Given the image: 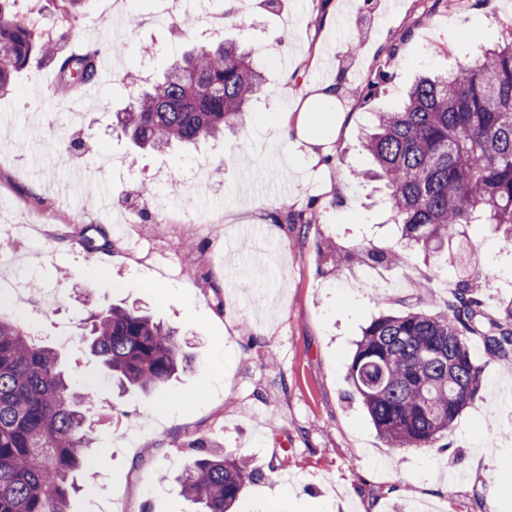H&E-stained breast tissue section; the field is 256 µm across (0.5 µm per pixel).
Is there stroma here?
Returning <instances> with one entry per match:
<instances>
[{
  "label": "stroma",
  "instance_id": "35a3bbf8",
  "mask_svg": "<svg viewBox=\"0 0 512 512\" xmlns=\"http://www.w3.org/2000/svg\"><path fill=\"white\" fill-rule=\"evenodd\" d=\"M224 37L255 50L264 74L244 127L186 148L136 153L112 129L127 104L128 72L162 79L221 15L224 0L174 21L113 29L115 12L142 16L154 0H84L77 21L95 30L112 73L88 87L77 123L47 67L16 73L0 99V310L55 347L77 390L88 393L97 466L72 493L69 512H201L176 482L197 445L263 471L236 512H512V361L470 338L484 386L437 446L388 448L350 397L348 366L373 316L437 311L449 284L466 278L489 313L512 300V243L471 224L449 253L416 250L395 267L366 260L335 269L319 249L346 252L397 244L385 190L357 182L371 168L362 148L374 115L399 107L415 79L443 75L502 40L512 0H454L417 25L426 0H363L352 20L323 24L320 0H279L275 11L240 0ZM288 34L275 41L276 32ZM399 41L397 58L385 48ZM301 77L288 82L289 68ZM343 70L346 119L311 173L288 122L308 89ZM384 82L366 96L371 80ZM91 138L112 167L73 146ZM26 152L17 156L16 143ZM202 176L172 186L163 169ZM154 187L140 192L141 183ZM109 196L102 215L96 199ZM314 216L281 224V205ZM122 231L119 249L88 251V226ZM138 307L177 329L190 364L151 395L118 393L86 349L91 311Z\"/></svg>",
  "mask_w": 512,
  "mask_h": 512
}]
</instances>
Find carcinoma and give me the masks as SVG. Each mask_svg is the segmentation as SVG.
<instances>
[{"label": "carcinoma", "mask_w": 512, "mask_h": 512, "mask_svg": "<svg viewBox=\"0 0 512 512\" xmlns=\"http://www.w3.org/2000/svg\"><path fill=\"white\" fill-rule=\"evenodd\" d=\"M0 0V95L15 74L37 68L46 38ZM96 48L58 59L54 94L69 98L100 79ZM251 51L202 41L163 79L142 89L113 130L139 147L194 144L245 123L263 85ZM363 148L384 181L398 245L366 254L391 266L404 251L437 254L465 224H495L512 237V34L441 79L423 78L401 109L381 112ZM488 316L462 279L438 312L380 315L363 328L348 368L354 391L387 447L432 448L482 389L468 337L512 358V302ZM90 353L119 387L148 393L187 368L178 332L137 308L113 306L91 317ZM89 398L71 387L59 352L36 344L16 319L0 316V512H67L84 455ZM258 477L248 462L203 451L179 478L181 493L203 512H230Z\"/></svg>", "instance_id": "obj_1"}]
</instances>
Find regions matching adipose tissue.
Segmentation results:
<instances>
[{
  "instance_id": "ef3b65f1",
  "label": "adipose tissue",
  "mask_w": 512,
  "mask_h": 512,
  "mask_svg": "<svg viewBox=\"0 0 512 512\" xmlns=\"http://www.w3.org/2000/svg\"><path fill=\"white\" fill-rule=\"evenodd\" d=\"M342 91L340 81H329L314 88L303 107V119L296 124L299 145L311 148L320 145L326 134L339 128L345 119L336 109Z\"/></svg>"
}]
</instances>
